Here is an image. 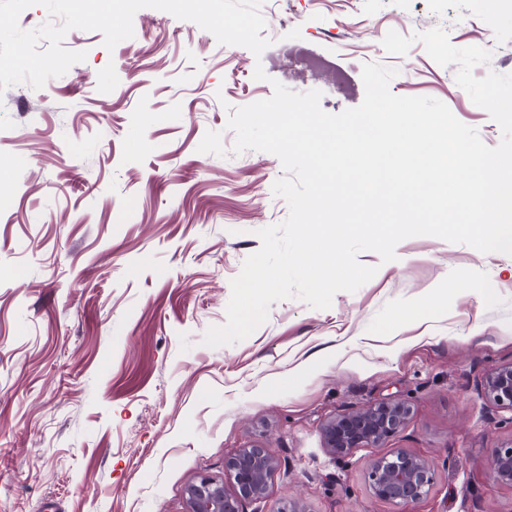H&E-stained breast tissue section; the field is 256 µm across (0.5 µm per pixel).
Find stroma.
<instances>
[{"instance_id":"35a3bbf8","label":"stroma","mask_w":512,"mask_h":512,"mask_svg":"<svg viewBox=\"0 0 512 512\" xmlns=\"http://www.w3.org/2000/svg\"><path fill=\"white\" fill-rule=\"evenodd\" d=\"M262 35L347 71L350 95L286 76L269 56L218 44L193 22L144 8L114 50L97 31L63 46L85 61L35 90L0 93V512H186L199 477L233 492L224 462L268 448L277 469L243 512H512V486L488 473L512 443V411L482 383L512 364V256L433 236L397 258L361 252L376 275L327 309L290 298L246 339L203 342L224 325L231 281L282 222L273 154L218 157L230 108L270 98L273 82L322 91L337 114L364 97L362 66L397 68L399 96H431L488 146L502 132L422 44L388 54L389 30L443 27L459 48L490 51L474 69L512 73V0H264ZM267 77L255 79L256 66ZM432 303L419 320L398 313ZM400 399L412 413L376 448L329 454L331 418ZM404 450L435 468L423 499L393 505L365 479Z\"/></svg>"}]
</instances>
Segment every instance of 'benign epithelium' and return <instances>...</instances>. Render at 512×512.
<instances>
[{
  "label": "benign epithelium",
  "instance_id": "benign-epithelium-1",
  "mask_svg": "<svg viewBox=\"0 0 512 512\" xmlns=\"http://www.w3.org/2000/svg\"><path fill=\"white\" fill-rule=\"evenodd\" d=\"M484 393L494 404L512 409V365L489 373L484 380ZM410 414L406 402L391 400L338 415L324 426L326 449L343 458L360 448H376L396 434ZM489 466L495 481L512 485V444L494 449ZM224 469L233 480L234 493L227 494L223 483L202 476L186 489L187 512H242L244 502L266 494L276 461L267 449L254 446L228 458ZM434 480V467L404 450L373 459L366 472L372 494L396 505L426 496Z\"/></svg>",
  "mask_w": 512,
  "mask_h": 512
}]
</instances>
